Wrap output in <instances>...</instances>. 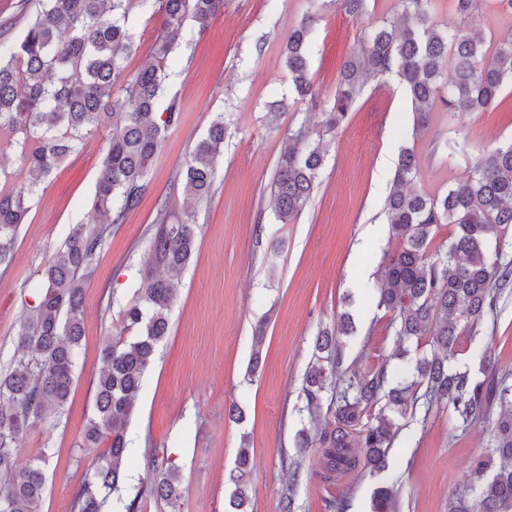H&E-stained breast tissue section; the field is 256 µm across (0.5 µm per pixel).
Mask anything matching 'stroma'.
<instances>
[{
	"label": "stroma",
	"instance_id": "1",
	"mask_svg": "<svg viewBox=\"0 0 512 512\" xmlns=\"http://www.w3.org/2000/svg\"><path fill=\"white\" fill-rule=\"evenodd\" d=\"M394 5L371 0L365 13L353 16L322 0H224L223 14L192 43L180 44L165 87L181 99V121L155 158L140 206L125 223L113 225L84 285L85 335L66 413L60 424H41L22 440V458L51 451L41 512H72L73 493L96 457L77 445L92 412V380L103 366L107 339L120 329L123 309L136 299L154 226L168 211L191 212L196 247L177 286L169 334L144 374L126 439L133 485L150 484L148 459L163 448L179 466L186 493L177 510L150 501L144 512H229L233 487L227 475L245 438L254 459L249 512H280L288 493L296 512H331L336 499L345 501L346 512H370L381 486L393 489L398 512H448L449 494L473 484L470 462L491 446L494 422L459 426L447 408L393 416L397 436L387 470L377 475L359 469L326 479L320 449L301 453L295 446L307 423L298 409L319 329L332 327L342 313L352 315L342 366L347 376L376 370L399 347L417 346L399 341L371 293L396 247L381 216L391 186L380 174L381 161L396 162L401 148H414L420 174L412 187L434 197L465 178L484 152L512 141V86L492 111L451 115L437 109L418 131L405 90L391 79L372 80L332 134L308 205L291 223L276 220L271 178L288 132L303 123L318 130L323 119L293 97L281 62L289 28L305 14L315 15L310 75L328 104L361 32L392 16ZM38 8L37 0H0V43H16ZM130 24L135 51L126 72L132 75L148 61L161 26L153 0H134ZM281 98L288 108L277 127H268L262 115ZM217 112L227 125L224 155L210 198L198 202L171 186ZM105 147V133L88 136L32 200L12 263L0 268V368L15 352L39 271L91 209ZM259 327L262 361L253 373L252 336ZM485 352L512 385V284L495 295L474 335L461 337L453 366L482 378ZM234 405L241 418L230 416ZM288 456L300 458L298 476L289 473Z\"/></svg>",
	"mask_w": 512,
	"mask_h": 512
}]
</instances>
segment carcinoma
<instances>
[{
    "mask_svg": "<svg viewBox=\"0 0 512 512\" xmlns=\"http://www.w3.org/2000/svg\"><path fill=\"white\" fill-rule=\"evenodd\" d=\"M154 2L162 24L151 61L128 79L125 62L134 49L131 0H40L18 43L0 46V132L8 135L0 153L12 151L24 175L0 189V265L11 261L18 229L42 182L81 149L86 136L112 129L89 223L72 225L40 271V287L16 333L15 354L0 371V512H41L50 455L43 448L19 467L20 438L62 419L84 336V283L112 225L124 223L149 190L152 162L168 131L180 122L178 97L159 106L175 43L192 40L188 24L203 30L224 12V0ZM453 2L459 23L451 29L435 24L434 0H395L393 19L363 31L358 49L339 71L332 106L322 108L323 129L314 139L302 126L289 133L271 183L278 221L290 223L310 201L327 155L324 136L343 122L371 80L390 76L404 87L418 128L438 105L451 114L485 112L512 85V27L490 49L475 24L477 0ZM311 22L308 16L291 29L281 60L296 95L321 108L309 71ZM116 86L123 94L120 103L111 101ZM225 132L224 113L218 112L185 163L181 186L186 196H210ZM418 175L414 148H402L384 205L399 248L388 257L375 291L396 335L429 336L431 352L407 361L396 374L384 362L371 373L353 375L339 392L333 423L299 430V447L323 449L328 475L358 468L379 474L388 467L394 438L386 410L404 414L420 403L428 413L445 401L472 424L498 406L495 444L473 461L476 484L468 494L451 495L448 512H512V386L493 369L481 380L451 371L459 336L472 333L493 307L495 289L512 282V263L501 262L498 235L512 225V142L486 153L440 197L406 191ZM443 224L454 228L448 249L432 252V232ZM196 238L197 224L189 213L156 225L138 300L123 311L122 338L107 341L105 366L93 378V415L79 447H108L76 489L74 512H105L112 496L124 502V512H141L147 499L174 509L183 497L179 469L167 455L154 452L153 483L123 500V426L135 410L156 346L169 333L176 284ZM349 330L345 317L339 330L322 331L316 339V363L304 389L312 421L322 412L323 392L336 389L343 363L338 336ZM251 469L249 448L243 445L229 475L236 512H247ZM371 512H396L392 489L375 492Z\"/></svg>",
    "mask_w": 512,
    "mask_h": 512,
    "instance_id": "obj_1",
    "label": "carcinoma"
}]
</instances>
